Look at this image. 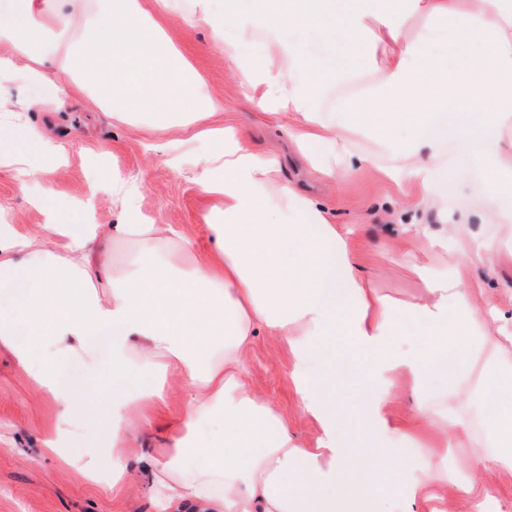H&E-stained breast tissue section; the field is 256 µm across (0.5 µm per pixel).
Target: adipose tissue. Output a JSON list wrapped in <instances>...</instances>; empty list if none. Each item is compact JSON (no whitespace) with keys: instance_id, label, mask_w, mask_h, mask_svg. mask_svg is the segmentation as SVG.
<instances>
[{"instance_id":"1","label":"adipose tissue","mask_w":512,"mask_h":512,"mask_svg":"<svg viewBox=\"0 0 512 512\" xmlns=\"http://www.w3.org/2000/svg\"><path fill=\"white\" fill-rule=\"evenodd\" d=\"M171 7L172 0L150 8L143 0H93L82 11L75 0H0V44L8 46L0 51V169L24 182L68 159L40 130L12 131L8 81L48 84L46 98L24 100L27 110L88 92L119 118L150 113L166 128L223 110L195 92L194 73L159 26ZM224 14L213 37L237 67L247 102L274 118L298 116L288 134L321 171L339 159L369 164L352 138L364 112L378 108L379 137L398 158L390 175L412 188L408 207L435 211L444 233L428 237L426 249L451 244L459 275L423 277L421 293L407 303L381 295L360 274L357 243L310 198L277 182L274 161L228 124L207 130L223 139L224 156L202 157L197 176L203 196L223 201L205 218L210 248L172 227L138 223L127 195L126 220L113 226L92 223L82 201L64 208L35 198L46 216L36 234L21 232L0 211V350L57 406L45 453L62 455L75 421L92 420L112 461L113 486L129 477L128 445L150 431L174 380L192 395L174 414L171 453L154 469L174 501L196 503L199 512H374V472L413 459L423 484L438 479L424 451L448 442L449 394L484 378L512 345V329L489 321L487 303L473 299L464 276L503 246L477 238L470 226L478 216L451 208L445 192L463 178L446 159L453 139L496 182L478 218L512 224V0H348L342 10L333 0H227ZM414 20L425 33L410 35ZM308 21L329 40L344 31L354 64L372 74L373 103L348 100V121L328 123L321 100L348 79L349 68H317L283 40L253 42L257 31ZM438 27L453 39L435 49L427 32ZM249 46L259 65L242 63L240 50ZM115 242L132 255L117 259ZM404 322L431 336V348L385 355L384 339ZM340 323L359 340L357 360L337 359L324 342ZM106 328L112 339L102 358L89 342ZM261 330L288 347L297 405L324 432L316 447H301L279 405L249 379L245 358ZM57 359L81 362L85 383L60 385L49 370ZM382 359L409 374L412 416L388 418L371 402L372 368ZM341 380L357 389L359 417L336 400ZM103 381L111 389L101 390ZM214 418L223 422V437L210 443L200 427ZM340 428L391 432L400 450L337 446Z\"/></svg>"}]
</instances>
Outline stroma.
Listing matches in <instances>:
<instances>
[{
    "instance_id": "1",
    "label": "stroma",
    "mask_w": 512,
    "mask_h": 512,
    "mask_svg": "<svg viewBox=\"0 0 512 512\" xmlns=\"http://www.w3.org/2000/svg\"><path fill=\"white\" fill-rule=\"evenodd\" d=\"M199 2L176 0L162 25L195 67L201 92L221 101L223 111L203 116L196 126L170 130L151 129L145 117L135 123L119 120L111 110L83 97L61 112L14 113L15 123L46 129L66 148L69 160L49 177L35 176L24 184L13 171L0 169V209L9 214L12 223L24 232L39 231L45 217L31 200L43 194L65 204L91 199L98 223H118L121 204L112 194L111 180L117 170L134 188L133 203L144 223L168 224L206 242L203 216L211 203L195 182L196 162L204 154L220 155L222 146L198 140L195 133L223 127L230 119L247 129L252 150L277 157L279 180L301 189L324 210L330 223L351 230L353 239L366 245L362 273L375 282L381 294L407 301L420 293V276L454 278L457 269L449 258H425L410 241L405 230L408 223L425 224L435 234L441 226L434 213L404 210V195L387 176L390 160L377 154L370 138H356L355 146L360 153L373 156V165L340 169L328 179L313 171L296 152L284 129L285 119L254 115L243 100L236 71L223 48L213 42L214 28L224 24L221 4L209 0L211 21L199 24L195 21ZM472 275L482 285V296L493 299L500 325L512 328V260L491 274L477 266ZM246 367L260 394L281 406L298 442L314 447L322 429L296 407L287 346L274 337L259 335ZM467 387L465 400L448 401V417L462 423L465 435L449 437L447 448L427 451L435 466L447 467V483L430 485L429 499L423 502L411 496L420 479L416 467L380 473L375 480L379 489L375 512H512V471L494 470L487 487L476 488L470 495L457 488L473 463L474 445H481L490 459L500 450L498 443L486 440L484 430L475 426L476 418L483 415L484 387L474 381ZM372 395L384 402L389 416H405L412 409L411 385L393 371L376 372ZM188 397V388L171 385L168 411L157 414L151 432L130 448L134 472L116 492L110 484L100 434L92 422L76 423L66 448L70 457L95 463L96 480H89L70 464V457L65 460L43 452L42 442L55 423L57 409L10 353L1 350L0 512H193L170 501L168 490L152 483L150 474L169 450L172 413Z\"/></svg>"
}]
</instances>
